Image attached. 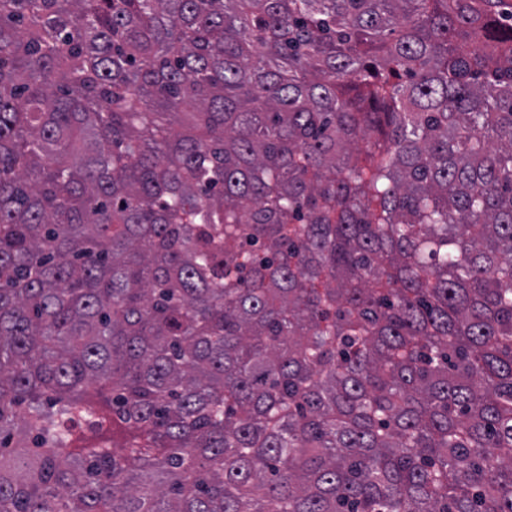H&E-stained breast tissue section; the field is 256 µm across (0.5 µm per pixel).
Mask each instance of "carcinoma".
<instances>
[{"label": "carcinoma", "instance_id": "carcinoma-1", "mask_svg": "<svg viewBox=\"0 0 512 512\" xmlns=\"http://www.w3.org/2000/svg\"><path fill=\"white\" fill-rule=\"evenodd\" d=\"M0 512H512V0H0Z\"/></svg>", "mask_w": 512, "mask_h": 512}]
</instances>
